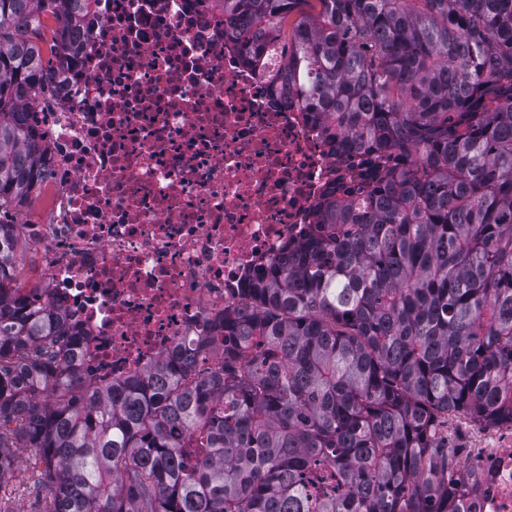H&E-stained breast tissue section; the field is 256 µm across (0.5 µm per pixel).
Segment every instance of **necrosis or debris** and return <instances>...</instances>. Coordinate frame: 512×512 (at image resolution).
<instances>
[{
	"label": "necrosis or debris",
	"instance_id": "4bbe7bcc",
	"mask_svg": "<svg viewBox=\"0 0 512 512\" xmlns=\"http://www.w3.org/2000/svg\"><path fill=\"white\" fill-rule=\"evenodd\" d=\"M71 77L33 97L48 221L30 225L60 304L93 338L105 385L209 331L262 267L299 242L365 154L286 107L267 63L244 65L211 0H92ZM467 512H512V437L471 449Z\"/></svg>",
	"mask_w": 512,
	"mask_h": 512
}]
</instances>
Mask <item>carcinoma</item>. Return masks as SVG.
<instances>
[{
  "label": "carcinoma",
  "mask_w": 512,
  "mask_h": 512,
  "mask_svg": "<svg viewBox=\"0 0 512 512\" xmlns=\"http://www.w3.org/2000/svg\"><path fill=\"white\" fill-rule=\"evenodd\" d=\"M246 65L375 163L208 334L117 384L19 282L42 174L23 106L89 0H0V487L41 512H455L440 417L512 424V0H218ZM52 18L50 57L41 45Z\"/></svg>",
  "instance_id": "obj_1"
}]
</instances>
